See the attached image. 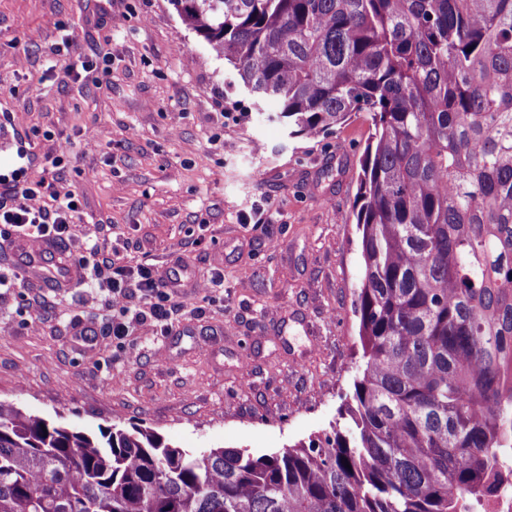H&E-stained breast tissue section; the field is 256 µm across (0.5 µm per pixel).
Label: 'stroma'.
<instances>
[{
    "label": "stroma",
    "mask_w": 512,
    "mask_h": 512,
    "mask_svg": "<svg viewBox=\"0 0 512 512\" xmlns=\"http://www.w3.org/2000/svg\"><path fill=\"white\" fill-rule=\"evenodd\" d=\"M79 59L88 71L61 81ZM274 109L169 0H0V173L50 174L82 203L36 268L27 242L0 239V400L90 435L136 424L257 455L339 422L359 360L351 210L370 120L293 138ZM94 244L184 268L168 324L111 336L147 300L55 286L58 258Z\"/></svg>",
    "instance_id": "1"
}]
</instances>
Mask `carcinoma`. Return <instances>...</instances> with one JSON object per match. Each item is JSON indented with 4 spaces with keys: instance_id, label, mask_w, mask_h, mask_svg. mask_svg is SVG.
<instances>
[{
    "instance_id": "1",
    "label": "carcinoma",
    "mask_w": 512,
    "mask_h": 512,
    "mask_svg": "<svg viewBox=\"0 0 512 512\" xmlns=\"http://www.w3.org/2000/svg\"><path fill=\"white\" fill-rule=\"evenodd\" d=\"M170 2L289 135L369 116L343 424L255 455L0 400V512H471L512 464V0Z\"/></svg>"
}]
</instances>
